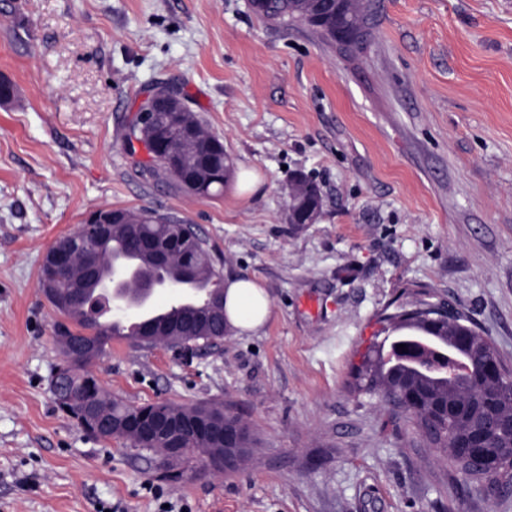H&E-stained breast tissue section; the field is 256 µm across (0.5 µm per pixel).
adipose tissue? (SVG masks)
<instances>
[{"mask_svg": "<svg viewBox=\"0 0 512 512\" xmlns=\"http://www.w3.org/2000/svg\"><path fill=\"white\" fill-rule=\"evenodd\" d=\"M224 312L228 333L242 335L259 332L272 315L265 286L251 278H230L224 283Z\"/></svg>", "mask_w": 512, "mask_h": 512, "instance_id": "ef3b65f1", "label": "adipose tissue"}]
</instances>
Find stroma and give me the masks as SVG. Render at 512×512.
Here are the masks:
<instances>
[{
	"label": "stroma",
	"instance_id": "1",
	"mask_svg": "<svg viewBox=\"0 0 512 512\" xmlns=\"http://www.w3.org/2000/svg\"><path fill=\"white\" fill-rule=\"evenodd\" d=\"M343 51L252 0H0V512H512L463 490L413 422L356 395L391 301H449L512 370V0H371ZM179 91L261 194L198 198L137 173L125 127ZM318 186L311 224L288 185ZM189 221L273 314L185 361L113 341L91 365L132 405L216 402L254 446L223 475L89 436L54 401L43 254L100 207ZM157 494H150V487ZM304 186L301 183V179L297 180L296 182L291 185L289 192H288V222L292 224H311L315 221L319 210L316 208H313L312 204L309 203L307 206L306 211V219L304 221H300V223H297V219L295 217L296 213V202H297V196L302 192Z\"/></svg>",
	"mask_w": 512,
	"mask_h": 512
}]
</instances>
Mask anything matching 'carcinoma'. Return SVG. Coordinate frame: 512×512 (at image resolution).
Here are the masks:
<instances>
[{
  "instance_id": "carcinoma-1",
  "label": "carcinoma",
  "mask_w": 512,
  "mask_h": 512,
  "mask_svg": "<svg viewBox=\"0 0 512 512\" xmlns=\"http://www.w3.org/2000/svg\"><path fill=\"white\" fill-rule=\"evenodd\" d=\"M369 5L362 0L321 7L318 0H262L257 10L270 18L300 22L319 32L325 39L340 46L351 47L359 41L344 40L343 33L363 24ZM213 136L208 134L198 143H188L185 149L213 160L216 167L224 166V153L215 152L210 146ZM150 160L141 165V172L155 181L168 180L179 190H185L179 177L170 173L161 163L150 142ZM148 212L140 211L135 224H118L112 231V252H104L101 262L121 253L143 259L142 252L134 249L138 241L148 237H164L173 230L195 234L193 227L173 215H165L168 224H149ZM192 262L196 277L205 278L210 284L206 297L219 292L215 255L204 239H199L198 250ZM440 306L425 299L417 300L410 307L398 305L380 317L384 337L374 338L352 369L354 391L359 395L378 394L390 402L405 395L409 385L429 392L431 399L443 400L462 408V413L449 416L440 422L432 434H420L431 448L445 453L454 469L466 481L494 498L512 492V372L499 358L488 337L481 335L465 315L457 312L450 318L438 321ZM201 328L191 327L181 336L196 338L202 343L216 336L224 337L223 324L208 321L204 311H198ZM70 325L64 326L65 334L87 332L90 339L100 342L98 358L106 355V345L112 339L105 323L112 318V309L99 303L96 292L84 291L83 300L64 311ZM405 345V349L398 345ZM77 396L89 403L100 402L116 417L128 413L132 405L121 399L106 397L100 380L92 374H82L75 382ZM479 440L482 451L473 455L461 447L467 438Z\"/></svg>"
}]
</instances>
